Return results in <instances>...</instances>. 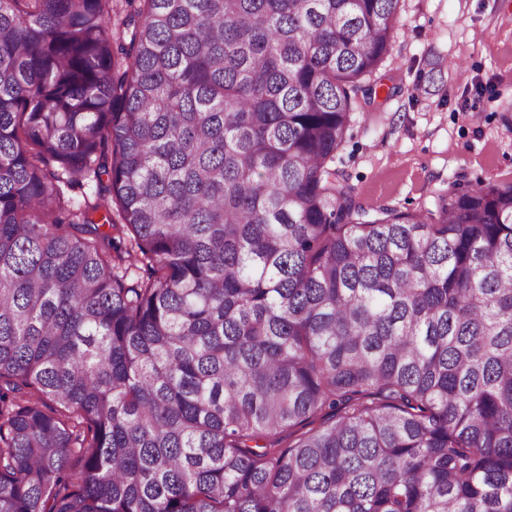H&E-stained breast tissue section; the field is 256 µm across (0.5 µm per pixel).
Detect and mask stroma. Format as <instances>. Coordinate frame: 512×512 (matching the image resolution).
Segmentation results:
<instances>
[{"mask_svg":"<svg viewBox=\"0 0 512 512\" xmlns=\"http://www.w3.org/2000/svg\"><path fill=\"white\" fill-rule=\"evenodd\" d=\"M370 80L380 96L335 160L365 206L415 212L454 181H512V0H399Z\"/></svg>","mask_w":512,"mask_h":512,"instance_id":"1","label":"stroma"}]
</instances>
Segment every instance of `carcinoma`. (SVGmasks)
I'll use <instances>...</instances> for the list:
<instances>
[{
  "instance_id": "1",
  "label": "carcinoma",
  "mask_w": 512,
  "mask_h": 512,
  "mask_svg": "<svg viewBox=\"0 0 512 512\" xmlns=\"http://www.w3.org/2000/svg\"><path fill=\"white\" fill-rule=\"evenodd\" d=\"M398 2L0 0V512H512V183L333 168Z\"/></svg>"
}]
</instances>
